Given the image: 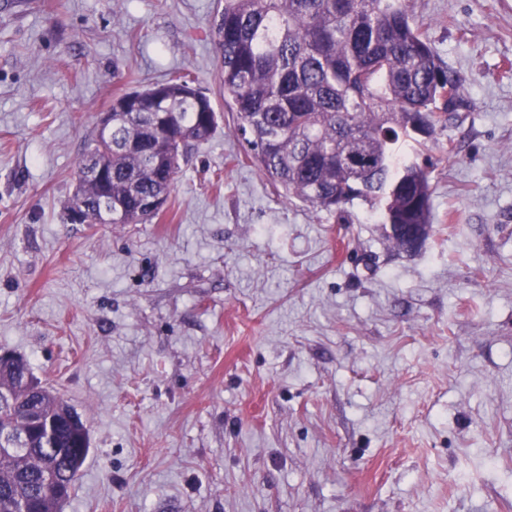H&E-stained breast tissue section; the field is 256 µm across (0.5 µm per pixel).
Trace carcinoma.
Returning <instances> with one entry per match:
<instances>
[{"label": "carcinoma", "instance_id": "carcinoma-1", "mask_svg": "<svg viewBox=\"0 0 512 512\" xmlns=\"http://www.w3.org/2000/svg\"><path fill=\"white\" fill-rule=\"evenodd\" d=\"M224 56V102L250 133L263 172L286 195L344 215L364 205L391 224L409 249V225L431 227L430 165L406 150L435 141L437 125L458 117L457 77L414 22L407 0H224L216 20ZM217 128L210 99L172 76L112 101V146L91 143L106 167L95 182L79 162L69 213L74 224H104L98 199L112 197V223L147 224L150 198L169 195L192 146ZM27 359L0 360V397L24 396ZM59 421L54 441L0 403V424L27 434L0 453V512H56L71 495L89 451L88 430L51 390L27 399Z\"/></svg>", "mask_w": 512, "mask_h": 512}]
</instances>
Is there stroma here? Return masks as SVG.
Returning a JSON list of instances; mask_svg holds the SVG:
<instances>
[{"mask_svg": "<svg viewBox=\"0 0 512 512\" xmlns=\"http://www.w3.org/2000/svg\"><path fill=\"white\" fill-rule=\"evenodd\" d=\"M459 80L399 250L288 199L224 102L220 0H0V349L85 422L63 512H512V0H410ZM218 128L149 224H72L115 97Z\"/></svg>", "mask_w": 512, "mask_h": 512, "instance_id": "stroma-1", "label": "stroma"}]
</instances>
